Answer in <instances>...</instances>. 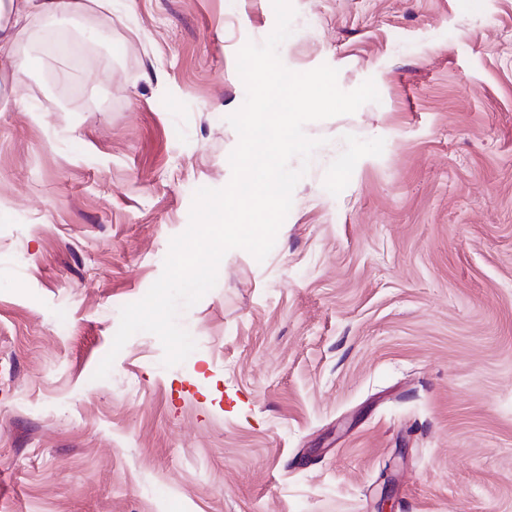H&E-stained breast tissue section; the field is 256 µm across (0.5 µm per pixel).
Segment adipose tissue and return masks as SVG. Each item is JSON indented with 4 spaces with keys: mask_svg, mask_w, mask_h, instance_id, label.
<instances>
[{
    "mask_svg": "<svg viewBox=\"0 0 512 512\" xmlns=\"http://www.w3.org/2000/svg\"><path fill=\"white\" fill-rule=\"evenodd\" d=\"M83 0H0V75L18 81L24 63L17 42L31 17L60 12H81Z\"/></svg>",
    "mask_w": 512,
    "mask_h": 512,
    "instance_id": "adipose-tissue-1",
    "label": "adipose tissue"
}]
</instances>
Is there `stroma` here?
<instances>
[{"label":"stroma","mask_w":512,"mask_h":512,"mask_svg":"<svg viewBox=\"0 0 512 512\" xmlns=\"http://www.w3.org/2000/svg\"><path fill=\"white\" fill-rule=\"evenodd\" d=\"M287 68L379 102L322 139L264 261L225 254L109 375L272 0H105L0 78V512H512V0H292Z\"/></svg>","instance_id":"stroma-1"}]
</instances>
